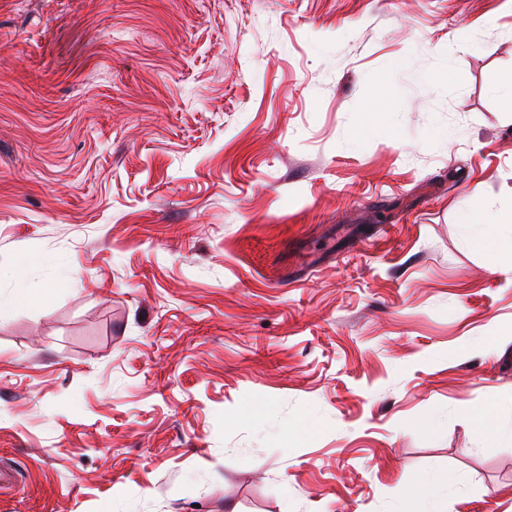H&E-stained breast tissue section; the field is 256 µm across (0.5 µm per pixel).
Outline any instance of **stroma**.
<instances>
[{
  "label": "stroma",
  "mask_w": 512,
  "mask_h": 512,
  "mask_svg": "<svg viewBox=\"0 0 512 512\" xmlns=\"http://www.w3.org/2000/svg\"><path fill=\"white\" fill-rule=\"evenodd\" d=\"M512 0H0V512H512ZM489 217L481 213L475 212L474 214V243L489 252L496 255L499 259H505L510 263V270L512 265V234L498 235L485 232V227L488 225H507L511 228L512 214L510 216H503L500 218L499 223L487 222ZM437 485L434 481L424 480L412 492V496L418 501L420 512H439L436 501Z\"/></svg>",
  "instance_id": "1"
}]
</instances>
